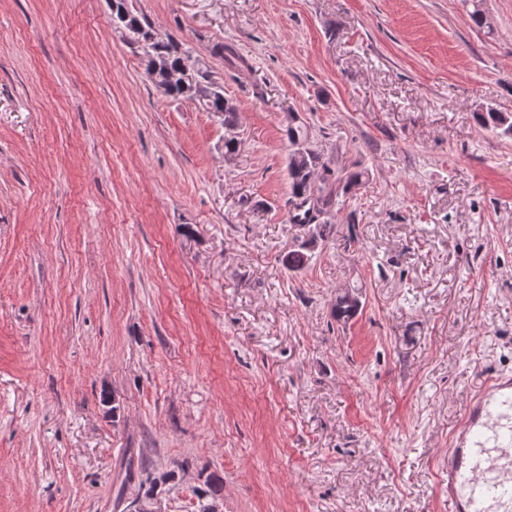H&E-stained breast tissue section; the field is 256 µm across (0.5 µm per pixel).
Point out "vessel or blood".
Here are the masks:
<instances>
[{"label": "vessel or blood", "mask_w": 512, "mask_h": 512, "mask_svg": "<svg viewBox=\"0 0 512 512\" xmlns=\"http://www.w3.org/2000/svg\"><path fill=\"white\" fill-rule=\"evenodd\" d=\"M451 512H512V376L487 378L448 450Z\"/></svg>", "instance_id": "vessel-or-blood-1"}]
</instances>
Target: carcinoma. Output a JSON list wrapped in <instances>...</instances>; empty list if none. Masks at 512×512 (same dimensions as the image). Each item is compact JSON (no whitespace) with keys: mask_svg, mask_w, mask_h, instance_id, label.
Listing matches in <instances>:
<instances>
[{"mask_svg":"<svg viewBox=\"0 0 512 512\" xmlns=\"http://www.w3.org/2000/svg\"><path fill=\"white\" fill-rule=\"evenodd\" d=\"M112 25L120 31L126 43L133 49L142 52L146 60L147 73L152 82L164 95L174 99H188L197 101L208 112L224 117V125L236 124V109L226 104L224 98V85L209 71L195 72L194 83L183 86L172 80L173 74L185 69L193 68L189 52L178 41L155 35L150 22L139 16L128 7V0H117L116 9L112 11ZM216 55L224 58L225 64L235 67L244 63L235 50L224 43L214 46ZM477 120L481 126L501 134L512 137V119L503 113L490 108L477 113ZM289 145L296 142L305 144V154L299 163L288 160V184L291 190V201L305 206L306 219L304 223L314 224L320 222V216L332 206V187L330 179L332 174L326 163L310 147L307 127L291 119L286 129ZM307 254L300 250H293L283 259V264L290 271H298L308 264ZM359 310L347 302L342 294L336 295L334 312L336 319L347 321L353 318Z\"/></svg>","mask_w":512,"mask_h":512,"instance_id":"1","label":"carcinoma"}]
</instances>
